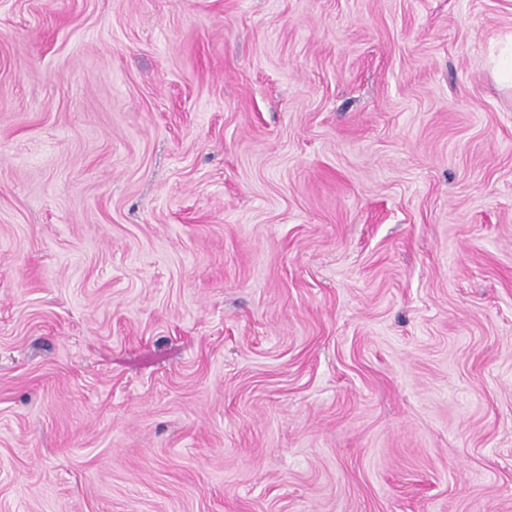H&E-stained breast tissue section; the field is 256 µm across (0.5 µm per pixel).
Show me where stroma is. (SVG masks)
<instances>
[{
  "instance_id": "1",
  "label": "stroma",
  "mask_w": 512,
  "mask_h": 512,
  "mask_svg": "<svg viewBox=\"0 0 512 512\" xmlns=\"http://www.w3.org/2000/svg\"><path fill=\"white\" fill-rule=\"evenodd\" d=\"M512 0H0V512H512ZM492 77L500 84L512 85V37L508 36L507 47L494 60Z\"/></svg>"
}]
</instances>
